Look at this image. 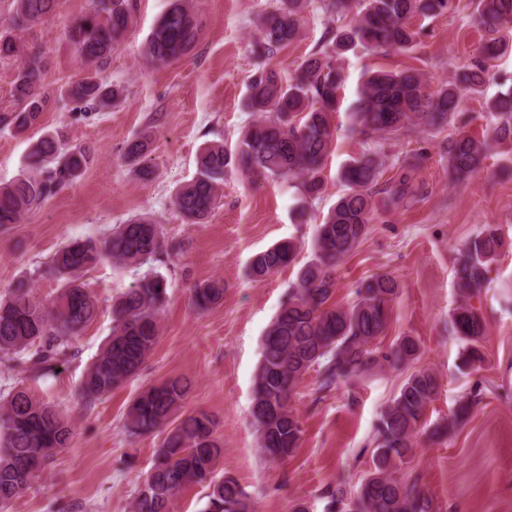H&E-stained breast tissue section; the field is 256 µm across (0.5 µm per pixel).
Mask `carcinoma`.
Listing matches in <instances>:
<instances>
[{
	"label": "carcinoma",
	"instance_id": "obj_1",
	"mask_svg": "<svg viewBox=\"0 0 512 512\" xmlns=\"http://www.w3.org/2000/svg\"><path fill=\"white\" fill-rule=\"evenodd\" d=\"M136 0H91V9L75 20L67 34L86 74L62 86L60 95L85 112H100L119 97V88L99 77L102 65L121 42L135 13ZM313 0H278L259 15L257 45L274 55L298 40L304 14ZM12 27L33 26L52 13L57 0H14ZM354 22L335 27L348 14L350 0H325L324 42L307 55L293 76L274 68L256 72L248 86L246 108L257 120L231 148L207 144L197 156L195 176L173 198L189 224H203L215 208L224 178L233 170L248 178L275 177L298 181L305 198L321 199L322 172L335 148L339 92L346 82L341 58L361 47L369 54H408L417 46V17H433L452 7V0H359ZM485 38L479 54L438 89H431L422 70L368 69L357 98L350 105L347 131L371 143L350 156L339 172L347 191L340 195L317 225L313 257L297 271L288 298L267 328L253 380L251 423L259 447L272 458L284 459L298 447L302 422L291 408L296 386L312 368H319L322 391L341 382H358L374 375L387 362L414 361L419 344L399 337L389 351L377 350L386 333L399 284L389 275L365 281L348 305L332 302L336 267L362 243L368 225L379 211L374 188L386 164L385 146L392 139L412 140L418 128L440 130L465 111L466 101L484 98L486 111L496 119L492 135L478 138L459 129L443 145L448 174L464 180L479 171L489 157L490 141L512 137V87L485 97L492 80L490 62L503 55L500 32L512 24V0H476L471 13ZM200 25L190 0H169L146 39L145 57L154 67L180 61L195 46ZM46 61L32 55L15 79L17 107L0 112V129L21 134L35 125L46 108L41 92ZM143 134L125 149V161L138 166L150 153ZM94 159L91 148L69 145L46 133L30 147L25 166L9 184L0 186V230L21 222L32 206L72 185ZM419 154L407 153L391 164L385 180L384 207L399 205L418 194L414 174ZM501 238L498 227L483 230L458 250L456 278L460 303L448 326L464 343V365L483 360L485 320L472 299L486 286ZM181 249L166 244L160 225L145 218L119 224L104 238L72 240L58 249L41 270L61 287L52 303H40L29 282L20 280L0 297V365L33 379L55 376L75 355L73 340L98 314L96 299L81 282V273L107 259L118 267H140ZM297 250L294 241L278 243L257 253L249 276L263 278L289 264ZM167 280L158 272L138 279L112 303V334L85 370L79 392L91 404L123 386L139 371L157 342L159 316ZM195 303L204 308L218 303L224 286L218 281L193 285ZM439 390L435 373L412 372L381 413L371 471L357 494L348 499L339 490L328 492L330 512H438L418 477L404 473L411 462L416 437L425 428V412ZM189 391L187 380L176 377L145 388L131 403L125 428L132 435L164 433L150 472L143 479L132 512H172L177 494L192 485L205 490L202 512H252L251 502L232 477L218 476L224 443L216 423L205 412L183 415ZM70 422L26 388L0 399V508L24 492L44 472L56 450L69 446Z\"/></svg>",
	"mask_w": 512,
	"mask_h": 512
}]
</instances>
